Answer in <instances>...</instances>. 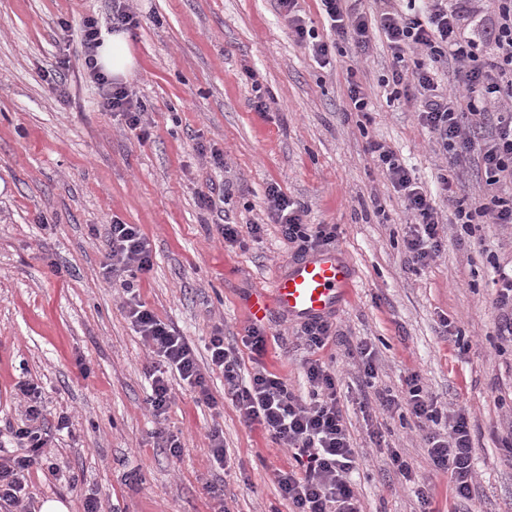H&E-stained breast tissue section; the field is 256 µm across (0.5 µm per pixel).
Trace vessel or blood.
Here are the masks:
<instances>
[{
  "mask_svg": "<svg viewBox=\"0 0 512 512\" xmlns=\"http://www.w3.org/2000/svg\"><path fill=\"white\" fill-rule=\"evenodd\" d=\"M352 264L335 248H324L288 261L276 274L269 290H257L246 301L252 320L270 311L301 323L333 316L353 288Z\"/></svg>",
  "mask_w": 512,
  "mask_h": 512,
  "instance_id": "vessel-or-blood-1",
  "label": "vessel or blood"
}]
</instances>
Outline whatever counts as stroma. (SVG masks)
Listing matches in <instances>:
<instances>
[{
    "label": "stroma",
    "instance_id": "stroma-1",
    "mask_svg": "<svg viewBox=\"0 0 512 512\" xmlns=\"http://www.w3.org/2000/svg\"><path fill=\"white\" fill-rule=\"evenodd\" d=\"M112 0H0V435L20 424L16 384L43 388L45 417L68 427L50 450L57 474L31 471L33 502L56 498L83 512H213L210 486L229 512H291L277 472L295 468L287 450L248 425L224 396V375L207 372L216 406L180 381L163 418L148 405L147 347L102 270L113 220L140 225L153 267L138 276L142 302L208 358L215 327L240 340L251 320L244 299L270 287L293 254L267 218L265 190L278 184L304 202L310 224L338 227L356 286L334 316L323 350L339 382L347 426L360 453L352 478L364 512H418L395 479L388 448L434 485V512H512V338L499 335L497 269L512 267V227H444L446 245L424 271L403 250L411 215L374 166L370 141L390 146L426 189L445 159L412 105L389 99L381 79L393 59L384 39L367 52L340 44L319 67L289 35L276 0H135L140 24L128 37L137 67L126 86L146 107L149 135L125 132L85 75V17L112 25ZM368 92L369 115L351 111L348 73ZM263 95L268 112L255 111ZM224 153L223 165L209 155ZM230 187L225 206L240 224H263L260 242L225 245L198 195ZM382 204L384 216L374 206ZM463 333L459 351L440 321ZM264 366L308 393L299 325L264 322ZM376 347V386L400 393L410 375L448 408H465L474 438L476 484L453 498L428 459L412 419L364 406L355 346ZM224 432L232 459L221 470L207 432ZM181 442L172 456L155 433ZM385 447H375L372 431Z\"/></svg>",
    "mask_w": 512,
    "mask_h": 512
}]
</instances>
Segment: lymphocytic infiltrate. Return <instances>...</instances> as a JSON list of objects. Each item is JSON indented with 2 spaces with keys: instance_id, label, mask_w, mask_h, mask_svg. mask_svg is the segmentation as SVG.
Here are the masks:
<instances>
[{
  "instance_id": "f902f5d3",
  "label": "lymphocytic infiltrate",
  "mask_w": 512,
  "mask_h": 512,
  "mask_svg": "<svg viewBox=\"0 0 512 512\" xmlns=\"http://www.w3.org/2000/svg\"><path fill=\"white\" fill-rule=\"evenodd\" d=\"M478 2L373 0L368 7L363 0H320L329 29L324 38L308 26L299 0H277L295 40L319 67L331 65L338 42L365 52L375 35L385 37L394 65L384 84L393 98L414 105L418 122L432 133L446 159L437 176V190L431 193L387 145L373 141L368 146L376 167L413 217L403 243L408 265L415 272L426 268L444 248V222L435 195L446 199L451 223L465 228L487 221L512 224V0H493L487 16ZM100 35L97 19L86 17L81 35L86 75L107 111L121 116L130 131H144L145 105L95 63ZM410 53L415 61H407ZM451 63L457 66L458 83L441 85L439 72ZM473 153L480 159L482 195L470 203L458 197L454 184L458 167ZM266 204L269 219L278 224L295 256L336 244V225L307 224L304 202L288 197L278 184L267 187ZM151 267V245L140 225L118 220L110 224L103 270L121 288L127 316L151 354L148 404L159 418L171 403L170 374H177L196 391L200 402L211 405L215 399L193 347L139 299L133 279ZM335 335L329 320L306 322L300 328L308 352L302 362L310 386L305 397L261 365L266 333L260 325L248 328L240 347L225 344L218 329L207 344L211 365L224 375V394L245 423L262 427L276 444L291 451L296 468L278 472L275 480L292 512H362L349 479L358 451L348 430L336 374L320 356ZM242 347L256 363L247 374L238 359ZM16 390L26 404V421L11 432L14 454L0 457V512H29L27 477L49 464L43 389L25 380L17 383ZM375 399L382 410L407 412L425 429L433 467L449 474L455 497L470 498L475 481L474 443L466 411L439 406L414 374L406 379L401 394L376 390Z\"/></svg>"
}]
</instances>
